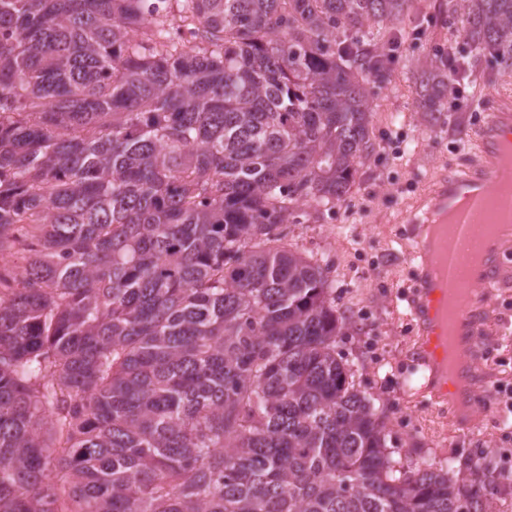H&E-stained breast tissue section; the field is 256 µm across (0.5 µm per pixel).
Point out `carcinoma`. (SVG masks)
Returning <instances> with one entry per match:
<instances>
[{
	"label": "carcinoma",
	"mask_w": 512,
	"mask_h": 512,
	"mask_svg": "<svg viewBox=\"0 0 512 512\" xmlns=\"http://www.w3.org/2000/svg\"><path fill=\"white\" fill-rule=\"evenodd\" d=\"M408 2L0 0V512H496L482 463L393 458L284 228L372 151ZM448 10L512 72V0Z\"/></svg>",
	"instance_id": "1"
}]
</instances>
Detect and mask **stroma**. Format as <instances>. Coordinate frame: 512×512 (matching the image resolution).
Wrapping results in <instances>:
<instances>
[{
    "label": "stroma",
    "instance_id": "1",
    "mask_svg": "<svg viewBox=\"0 0 512 512\" xmlns=\"http://www.w3.org/2000/svg\"><path fill=\"white\" fill-rule=\"evenodd\" d=\"M389 29L397 41L389 78L370 85L374 150L336 208L298 206L288 245L331 267L336 310L355 323L338 348L357 387L384 416L394 459L414 469L485 458L497 512H512V287L487 295L478 350L489 377L481 423L455 425L447 407L422 387L414 358L418 330L407 301L416 282L414 240L405 224L433 177L463 163L467 131L483 121L490 97L512 86V73L494 75L483 61L462 93L449 98L447 111L423 113L419 64L448 46L464 51V29L448 0H410Z\"/></svg>",
    "mask_w": 512,
    "mask_h": 512
}]
</instances>
